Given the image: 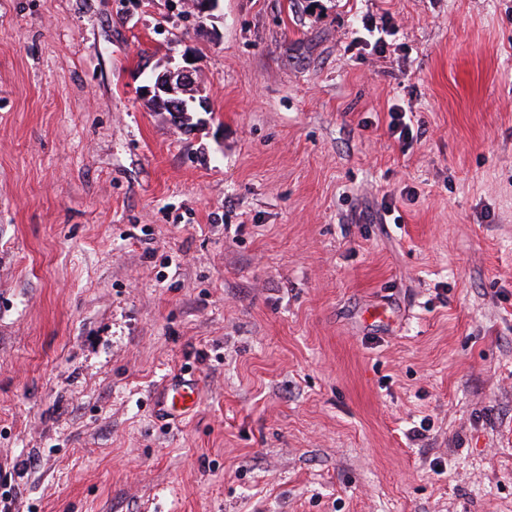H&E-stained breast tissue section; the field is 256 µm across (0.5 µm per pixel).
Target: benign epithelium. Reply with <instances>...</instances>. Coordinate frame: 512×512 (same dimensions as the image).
I'll list each match as a JSON object with an SVG mask.
<instances>
[{"label": "benign epithelium", "mask_w": 512, "mask_h": 512, "mask_svg": "<svg viewBox=\"0 0 512 512\" xmlns=\"http://www.w3.org/2000/svg\"><path fill=\"white\" fill-rule=\"evenodd\" d=\"M196 74V68L184 55L182 61L157 74L155 81L145 87V92L159 107L173 113L185 111L189 103L207 112L208 102L203 96V88L195 84Z\"/></svg>", "instance_id": "obj_1"}]
</instances>
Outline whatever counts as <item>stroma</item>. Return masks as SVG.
Instances as JSON below:
<instances>
[{"label": "stroma", "instance_id": "obj_1", "mask_svg": "<svg viewBox=\"0 0 512 512\" xmlns=\"http://www.w3.org/2000/svg\"><path fill=\"white\" fill-rule=\"evenodd\" d=\"M1 501L512 512V0H0ZM182 59V63H176L175 59H172L171 62L174 65L157 74L155 81L145 86L144 90L159 107L175 115L178 114L177 112H185L187 102L191 103L197 112H199L198 108L204 112L208 111V102L203 96V88L195 85L196 67L188 62L185 54ZM390 122L388 124V132L399 144L405 147L410 139H413L412 128L409 123L406 122V112H402L399 108H393L390 113ZM199 388L195 379L174 376L163 388L157 404L160 414L181 418L190 414L199 404Z\"/></svg>", "mask_w": 512, "mask_h": 512}]
</instances>
